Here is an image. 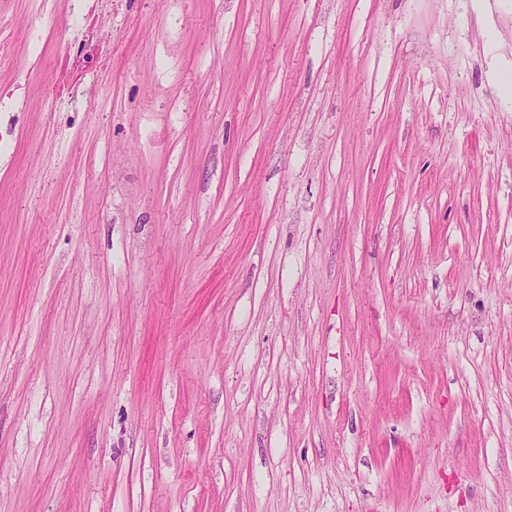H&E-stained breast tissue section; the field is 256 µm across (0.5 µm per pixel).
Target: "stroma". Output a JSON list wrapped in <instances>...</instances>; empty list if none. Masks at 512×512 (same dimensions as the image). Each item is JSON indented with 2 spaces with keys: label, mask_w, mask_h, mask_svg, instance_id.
<instances>
[{
  "label": "stroma",
  "mask_w": 512,
  "mask_h": 512,
  "mask_svg": "<svg viewBox=\"0 0 512 512\" xmlns=\"http://www.w3.org/2000/svg\"><path fill=\"white\" fill-rule=\"evenodd\" d=\"M122 4L0 0V512H512V0ZM77 10L73 19L76 34L65 33L56 37L73 69L78 70L72 86L65 93H41L40 101L43 112H93L98 107L110 102L106 88L96 85L87 90L84 84L88 72L104 67L93 50L99 41L109 36V23L112 20V5L116 0H76ZM108 10L105 12V10ZM24 90V94L17 91ZM0 121L1 116L11 112H28V93L24 84H19L16 88L0 89Z\"/></svg>",
  "instance_id": "35a3bbf8"
}]
</instances>
